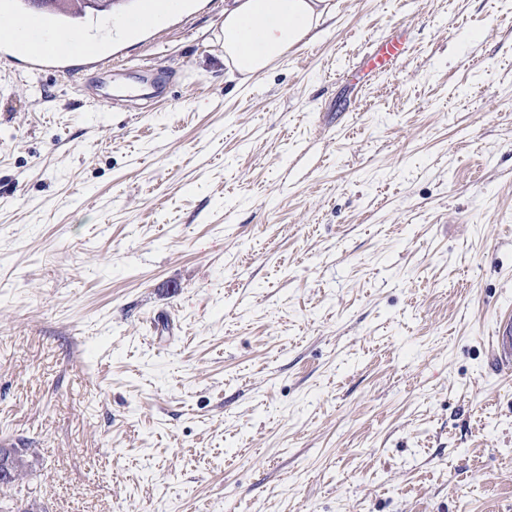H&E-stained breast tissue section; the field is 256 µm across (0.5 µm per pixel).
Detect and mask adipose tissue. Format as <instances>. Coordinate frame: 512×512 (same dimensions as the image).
<instances>
[{
    "instance_id": "adipose-tissue-1",
    "label": "adipose tissue",
    "mask_w": 512,
    "mask_h": 512,
    "mask_svg": "<svg viewBox=\"0 0 512 512\" xmlns=\"http://www.w3.org/2000/svg\"><path fill=\"white\" fill-rule=\"evenodd\" d=\"M334 0H225L218 36L230 78L247 82L292 49L316 41Z\"/></svg>"
}]
</instances>
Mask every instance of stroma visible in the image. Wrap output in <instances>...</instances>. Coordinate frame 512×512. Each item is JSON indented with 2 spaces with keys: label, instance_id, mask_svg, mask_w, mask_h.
I'll return each mask as SVG.
<instances>
[{
  "label": "stroma",
  "instance_id": "obj_1",
  "mask_svg": "<svg viewBox=\"0 0 512 512\" xmlns=\"http://www.w3.org/2000/svg\"><path fill=\"white\" fill-rule=\"evenodd\" d=\"M335 3L241 86L224 0L89 93L0 60L1 503L512 512V0ZM410 50L404 34H388L374 39L365 58L367 70L373 74L386 72L402 61ZM491 357L501 371L512 368V315L505 313L496 321L492 334Z\"/></svg>",
  "mask_w": 512,
  "mask_h": 512
}]
</instances>
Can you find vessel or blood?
<instances>
[{"mask_svg": "<svg viewBox=\"0 0 512 512\" xmlns=\"http://www.w3.org/2000/svg\"><path fill=\"white\" fill-rule=\"evenodd\" d=\"M172 14L180 13L182 0H142L138 12L124 16L127 24L143 25L154 14L157 6ZM0 46H18L25 51L31 70L51 71L61 76L69 75V61L77 57L84 70L97 72L112 66L111 58L101 54L97 43L82 37L62 41L58 28L50 25L36 12L29 13L19 23H0ZM410 50L404 34H388L374 39L365 58L368 71L373 74L386 72L402 61ZM491 357L499 370L512 368V315L500 316L491 341Z\"/></svg>", "mask_w": 512, "mask_h": 512, "instance_id": "b4317fda", "label": "vessel or blood"}]
</instances>
